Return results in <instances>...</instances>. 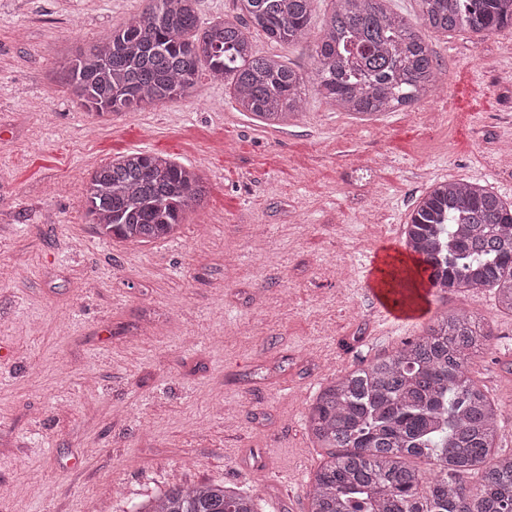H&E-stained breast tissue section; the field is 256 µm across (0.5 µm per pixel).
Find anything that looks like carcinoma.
<instances>
[{"mask_svg": "<svg viewBox=\"0 0 512 512\" xmlns=\"http://www.w3.org/2000/svg\"><path fill=\"white\" fill-rule=\"evenodd\" d=\"M65 69L71 95L97 114L170 102L202 70L227 80L236 109L270 126L301 112L306 80L251 34L305 38L317 0H236L238 16L200 24L197 0H146ZM316 42L315 90L332 106L372 116L413 105L440 79L423 32L490 33L512 27V0H418L416 22L389 0H332ZM207 187L195 169L142 152L100 166L86 189L99 234L132 244L166 239ZM403 235L421 265L395 287L419 296L490 288L512 313V203L471 181H442L418 202ZM489 333L460 309L436 317L397 351L331 378L306 420L329 459L309 486L308 512H512V454L497 451L502 407L470 376ZM424 459L422 471L410 464ZM480 473L476 490L461 476ZM134 512H257L252 497L216 483L172 487Z\"/></svg>", "mask_w": 512, "mask_h": 512, "instance_id": "carcinoma-1", "label": "carcinoma"}]
</instances>
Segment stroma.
Here are the masks:
<instances>
[{"label":"stroma","instance_id":"1","mask_svg":"<svg viewBox=\"0 0 512 512\" xmlns=\"http://www.w3.org/2000/svg\"><path fill=\"white\" fill-rule=\"evenodd\" d=\"M145 0H0V512H131L172 485L221 483L260 512H307L327 460L306 430L326 378L399 349L428 318L381 334L384 255L430 185L512 201V29L425 35L442 68L411 109L361 121L308 91L276 128L227 82L100 118L59 81L78 49ZM332 8L308 35L257 51L311 76ZM130 151L194 167L203 209L167 240L128 244L86 217L92 172ZM491 336L472 377L512 428V315L494 294H433ZM292 476V483L281 480Z\"/></svg>","mask_w":512,"mask_h":512}]
</instances>
